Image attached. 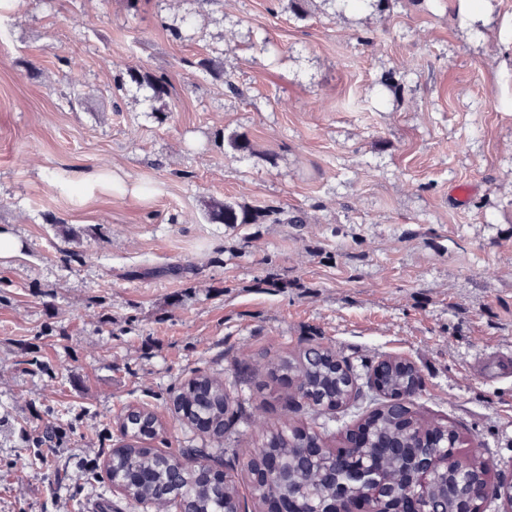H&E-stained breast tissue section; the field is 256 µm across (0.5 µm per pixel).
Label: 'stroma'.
Returning a JSON list of instances; mask_svg holds the SVG:
<instances>
[{"label":"stroma","mask_w":512,"mask_h":512,"mask_svg":"<svg viewBox=\"0 0 512 512\" xmlns=\"http://www.w3.org/2000/svg\"><path fill=\"white\" fill-rule=\"evenodd\" d=\"M118 67L168 76L165 121ZM224 201L308 221L211 222ZM0 234V512H143L107 468L136 407L159 451L225 447L243 495L281 428L342 447L381 397L289 413L270 372L317 344L363 385L412 362L422 422L512 482V0H0ZM198 375L233 394L223 439L174 411ZM47 426L63 442L17 475Z\"/></svg>","instance_id":"obj_1"}]
</instances>
